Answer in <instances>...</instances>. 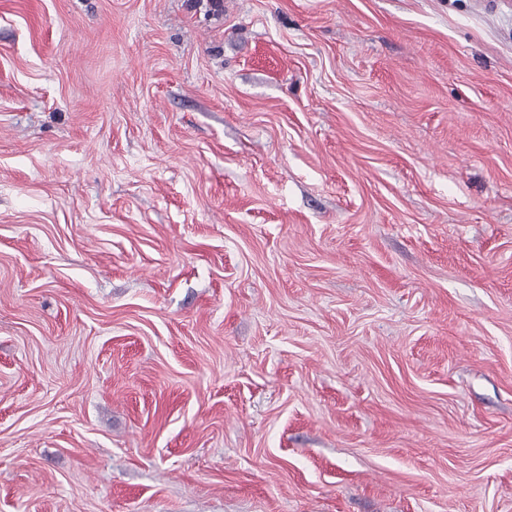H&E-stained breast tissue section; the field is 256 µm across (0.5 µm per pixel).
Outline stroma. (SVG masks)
Returning a JSON list of instances; mask_svg holds the SVG:
<instances>
[{
    "instance_id": "stroma-1",
    "label": "stroma",
    "mask_w": 512,
    "mask_h": 512,
    "mask_svg": "<svg viewBox=\"0 0 512 512\" xmlns=\"http://www.w3.org/2000/svg\"><path fill=\"white\" fill-rule=\"evenodd\" d=\"M0 512H512V0H0Z\"/></svg>"
}]
</instances>
